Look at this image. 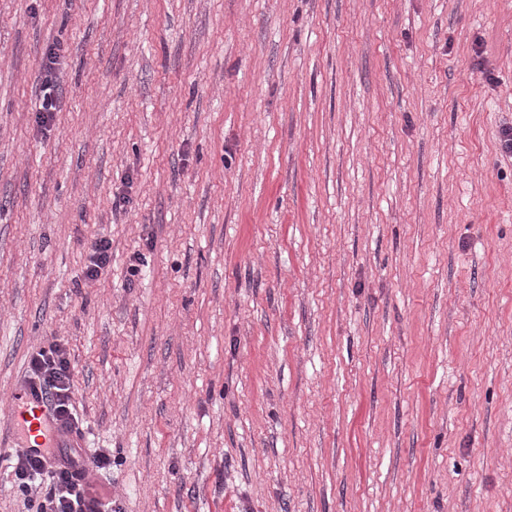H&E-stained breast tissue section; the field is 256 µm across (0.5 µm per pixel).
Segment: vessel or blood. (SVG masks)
I'll return each mask as SVG.
<instances>
[{
  "label": "vessel or blood",
  "mask_w": 512,
  "mask_h": 512,
  "mask_svg": "<svg viewBox=\"0 0 512 512\" xmlns=\"http://www.w3.org/2000/svg\"><path fill=\"white\" fill-rule=\"evenodd\" d=\"M12 421L24 435L22 447L44 451L50 448H78L79 436L59 432L53 424L43 395L31 387L20 388L11 398Z\"/></svg>",
  "instance_id": "obj_1"
}]
</instances>
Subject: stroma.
Returning a JSON list of instances; mask_svg holds the SVG:
<instances>
[{
    "label": "stroma",
    "mask_w": 512,
    "mask_h": 512,
    "mask_svg": "<svg viewBox=\"0 0 512 512\" xmlns=\"http://www.w3.org/2000/svg\"><path fill=\"white\" fill-rule=\"evenodd\" d=\"M510 125L512 0H0V452L56 337L117 512H512ZM37 99L39 117L43 123H48L53 118L59 101V81L56 76L45 79ZM111 243L106 238L96 239L90 247L89 264L86 266L85 278L94 280L109 266L112 253Z\"/></svg>",
    "instance_id": "stroma-1"
}]
</instances>
